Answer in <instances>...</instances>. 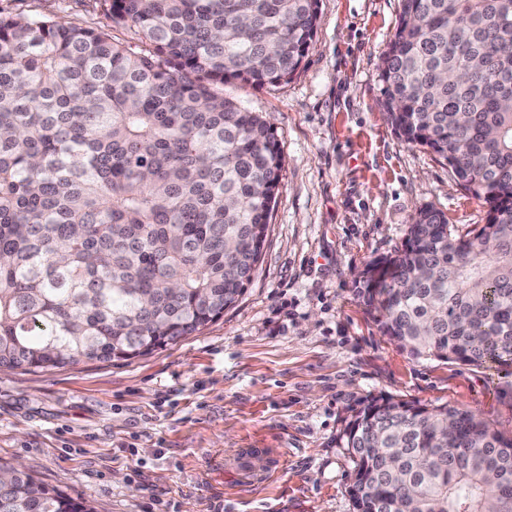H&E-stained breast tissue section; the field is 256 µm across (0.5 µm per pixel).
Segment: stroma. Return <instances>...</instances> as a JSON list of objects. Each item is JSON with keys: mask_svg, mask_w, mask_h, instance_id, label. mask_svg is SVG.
I'll return each mask as SVG.
<instances>
[{"mask_svg": "<svg viewBox=\"0 0 512 512\" xmlns=\"http://www.w3.org/2000/svg\"><path fill=\"white\" fill-rule=\"evenodd\" d=\"M0 12L108 24L104 0H0ZM317 32L281 85L228 82L284 159L253 281L222 318L130 361L0 370V461L94 512H352L341 439L370 396L471 410L512 435V371L415 359L359 297L420 208L484 224L445 161L380 106L401 0H319ZM109 25V24H108Z\"/></svg>", "mask_w": 512, "mask_h": 512, "instance_id": "35a3bbf8", "label": "stroma"}]
</instances>
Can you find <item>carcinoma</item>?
<instances>
[{"instance_id": "1", "label": "carcinoma", "mask_w": 512, "mask_h": 512, "mask_svg": "<svg viewBox=\"0 0 512 512\" xmlns=\"http://www.w3.org/2000/svg\"><path fill=\"white\" fill-rule=\"evenodd\" d=\"M102 28L0 14V368L131 360L224 316L257 270L283 157L215 90L290 81L319 0H107ZM512 0H401L379 72L409 144L487 205L465 235L418 211L358 294L413 358L512 366ZM342 439L353 512H512V437L372 397ZM0 512H93L0 464Z\"/></svg>"}]
</instances>
